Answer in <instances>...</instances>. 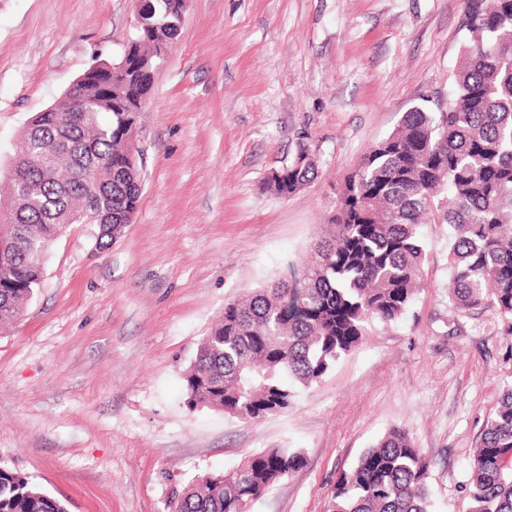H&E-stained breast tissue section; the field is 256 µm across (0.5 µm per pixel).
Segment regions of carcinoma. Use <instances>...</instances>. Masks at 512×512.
Wrapping results in <instances>:
<instances>
[{
  "label": "carcinoma",
  "mask_w": 512,
  "mask_h": 512,
  "mask_svg": "<svg viewBox=\"0 0 512 512\" xmlns=\"http://www.w3.org/2000/svg\"><path fill=\"white\" fill-rule=\"evenodd\" d=\"M176 0H152L147 25L120 74L98 60L52 108L20 131L11 178L0 180V327L18 319L40 287L46 255L71 224H125L141 199L128 160V129L158 73L156 38L181 33ZM462 60L445 106L419 105L370 146L344 178L328 240L293 275L230 300L185 375L186 402L244 422L290 408L299 387L320 382L361 341L371 320L391 323L420 287L426 252L418 225L451 228L448 299L459 312L492 306L512 321V0H466ZM317 177L303 154L269 176L286 198ZM304 464L295 448L244 457L229 474L175 488L166 512H249ZM429 465L409 431L390 429L339 473L330 512H431ZM470 512H512V386L487 419L471 467ZM0 512H67L29 477L0 465Z\"/></svg>",
  "instance_id": "1"
}]
</instances>
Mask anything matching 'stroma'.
I'll return each instance as SVG.
<instances>
[{
    "label": "stroma",
    "mask_w": 512,
    "mask_h": 512,
    "mask_svg": "<svg viewBox=\"0 0 512 512\" xmlns=\"http://www.w3.org/2000/svg\"><path fill=\"white\" fill-rule=\"evenodd\" d=\"M134 0H0V164L34 113L118 59ZM464 0H188L140 116L142 194L98 249L94 224L52 245L41 288L0 330V464L68 512H164L172 487L296 448L304 466L251 512H328L339 470L390 429L429 463L431 512H470L473 452L512 385V326L448 305L445 224L417 231L423 286L285 412L246 423L189 408L185 374L227 300L289 275L329 231L368 147L445 102ZM318 175L282 198L299 153Z\"/></svg>",
    "instance_id": "1"
}]
</instances>
